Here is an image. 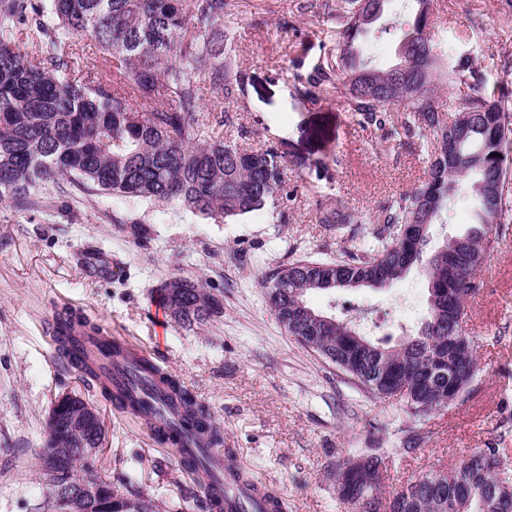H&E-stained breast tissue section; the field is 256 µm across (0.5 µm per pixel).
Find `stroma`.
<instances>
[{
    "label": "stroma",
    "mask_w": 512,
    "mask_h": 512,
    "mask_svg": "<svg viewBox=\"0 0 512 512\" xmlns=\"http://www.w3.org/2000/svg\"><path fill=\"white\" fill-rule=\"evenodd\" d=\"M232 2L226 49L243 94L230 103L211 94L203 122L225 141L277 150L293 192L288 216L269 206L203 224L173 204L101 202L52 184L43 187L46 205L38 210L0 201V512H33L43 502L39 450L47 417L66 394L101 413L102 478L131 476L160 512H203V477L106 402L96 383L61 367L47 322L64 307L83 311L175 375L220 423L240 467L280 497L286 512H349L338 498L336 460L400 445L399 403L366 396L299 347L270 311L263 280L303 254L329 260L359 249V239L319 224L320 205L331 199L376 221L380 201L426 179L434 142H378L333 89L316 101L298 97L297 45L308 62L332 46L322 0ZM428 31L439 56L471 51L489 83H512L503 67L512 59V0H434ZM470 222V200L459 196L434 226L424 257ZM134 223L143 238L131 235ZM174 275L205 283L223 317L192 330L171 322L157 288ZM476 280L466 329L477 338L481 381L463 403L431 416L418 450L395 459L393 490L478 448L501 449L512 462V214ZM427 297L418 265L388 288L316 292L309 303L337 315L368 309L383 327L412 333L426 317Z\"/></svg>",
    "instance_id": "obj_1"
}]
</instances>
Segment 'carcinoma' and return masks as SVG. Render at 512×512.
Here are the masks:
<instances>
[{
	"label": "carcinoma",
	"mask_w": 512,
	"mask_h": 512,
	"mask_svg": "<svg viewBox=\"0 0 512 512\" xmlns=\"http://www.w3.org/2000/svg\"><path fill=\"white\" fill-rule=\"evenodd\" d=\"M389 0H336V52L313 60L298 76L299 94L310 99L334 89L346 111L383 142L437 143L421 185L386 199L380 220L334 203L321 205L319 223L367 240L366 249L342 259L299 256L266 277L271 312L305 350L336 365L373 398H396L406 418L403 447L370 448L336 461L340 499L360 512H512V469L498 448H481L447 470L417 476L383 504L394 458L415 451L434 408L456 402L480 378L477 338L466 332L467 302L475 276L496 250L500 223L512 211V90L489 89L471 57L458 52L450 74L467 88L457 116L447 123L433 94L437 54L427 36L431 0L409 27L384 18ZM231 0H0V200L20 210L39 207L40 189L54 183L98 198H124L165 206L175 203L209 222L234 220L268 205L288 208L286 169L272 149L251 151L209 135L204 92L227 102L240 95L230 39ZM396 42V61L373 64L363 46L370 30ZM87 37L101 64L82 72L76 39ZM35 50L27 51L26 45ZM158 107L138 111L134 102ZM403 114L398 124L391 113ZM472 197L474 223L446 240L424 268L428 314L418 332L397 341L372 338L351 320L329 316L308 302L318 291L383 288L420 260L433 228L459 195ZM183 288L162 282L158 296L170 320L191 329L224 313L220 300L199 281ZM58 351L69 360L78 326L98 333L81 312L53 315ZM102 394L148 424L183 411L195 422L204 448H220L224 434L212 414L177 379L146 360L123 370L118 392ZM57 420L45 425L40 454L47 495L42 512H157L141 491L124 496L102 479L97 456L104 436L99 410L78 395L58 402ZM81 484L97 488L93 499L67 497Z\"/></svg>",
	"instance_id": "carcinoma-1"
}]
</instances>
